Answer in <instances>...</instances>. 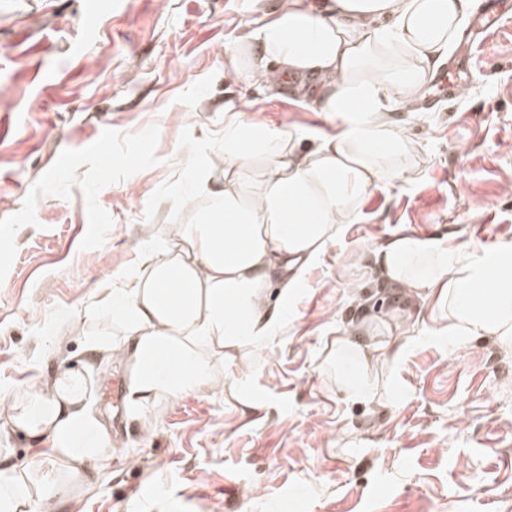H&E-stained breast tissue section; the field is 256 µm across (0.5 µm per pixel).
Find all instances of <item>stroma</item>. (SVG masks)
Segmentation results:
<instances>
[{
    "label": "stroma",
    "instance_id": "stroma-1",
    "mask_svg": "<svg viewBox=\"0 0 512 512\" xmlns=\"http://www.w3.org/2000/svg\"><path fill=\"white\" fill-rule=\"evenodd\" d=\"M285 2L0 0V398L78 372L113 432L83 482L0 414V457L43 512H512V346L449 348L427 300L394 301L355 260L397 232L512 244V14L454 45L462 90L393 108L412 179L360 198L272 344L241 361L199 345L208 381L112 418L133 366L87 350L124 334L100 292L194 222L207 203L194 171L223 181L225 110L297 131L301 151L336 130L313 99L227 76L239 41ZM362 320L403 353L372 361L361 400L329 362Z\"/></svg>",
    "mask_w": 512,
    "mask_h": 512
}]
</instances>
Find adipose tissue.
I'll return each mask as SVG.
<instances>
[{"mask_svg": "<svg viewBox=\"0 0 512 512\" xmlns=\"http://www.w3.org/2000/svg\"><path fill=\"white\" fill-rule=\"evenodd\" d=\"M474 0H288L230 57L235 79L267 88L286 81L340 124L309 153L294 132L224 122V183L185 225L178 243L144 250L128 287L102 302L127 324L120 342L90 343L132 362L131 403L185 391L206 380L196 354L209 343L244 355L278 336L288 301L321 262L357 203L384 179L408 181L411 147L391 118L410 106L440 68ZM378 283L429 300L446 314L448 341L512 340V246L490 254L452 248L437 237L397 233L371 253ZM280 290L269 302L268 288ZM336 372L346 394L368 396L377 347L368 326L339 337ZM83 376L66 372L12 404L6 424L50 443L78 476L107 456L111 440L87 410Z\"/></svg>", "mask_w": 512, "mask_h": 512, "instance_id": "obj_1", "label": "adipose tissue"}]
</instances>
